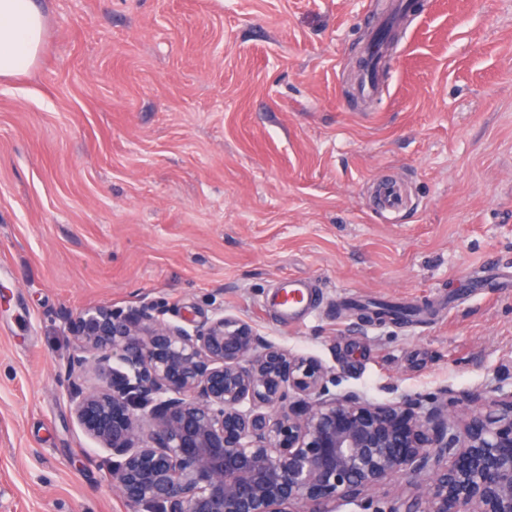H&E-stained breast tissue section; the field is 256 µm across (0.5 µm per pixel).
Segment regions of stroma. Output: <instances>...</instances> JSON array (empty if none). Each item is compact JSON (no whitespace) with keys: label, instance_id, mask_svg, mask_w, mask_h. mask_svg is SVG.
Instances as JSON below:
<instances>
[{"label":"stroma","instance_id":"stroma-1","mask_svg":"<svg viewBox=\"0 0 512 512\" xmlns=\"http://www.w3.org/2000/svg\"><path fill=\"white\" fill-rule=\"evenodd\" d=\"M40 3L0 78V512H128L57 378L91 306L221 308L376 401L512 382V289L461 294L512 269V0H424L368 104L390 0ZM384 47L378 46L374 44L373 49V67L369 70V72L364 77V82L362 85V92L365 95H371L375 93L379 87V80L385 77V74L389 72V60L387 61V66L384 67L386 73L382 71L383 64V54ZM389 64V65H388ZM379 199L378 206L388 212H400L406 207V196L402 186L395 181H379L374 185ZM311 298L306 281L288 278L283 281L280 291L274 297V304L288 323H300L307 317Z\"/></svg>","mask_w":512,"mask_h":512}]
</instances>
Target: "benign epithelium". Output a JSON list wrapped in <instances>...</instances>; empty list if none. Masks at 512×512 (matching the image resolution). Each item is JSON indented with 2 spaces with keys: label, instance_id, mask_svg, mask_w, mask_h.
<instances>
[{
  "label": "benign epithelium",
  "instance_id": "obj_1",
  "mask_svg": "<svg viewBox=\"0 0 512 512\" xmlns=\"http://www.w3.org/2000/svg\"><path fill=\"white\" fill-rule=\"evenodd\" d=\"M58 377L84 436L112 454L130 512H512V388L483 407L448 389L373 402L218 309L189 326L143 304L70 321ZM416 494L380 506L397 479Z\"/></svg>",
  "mask_w": 512,
  "mask_h": 512
}]
</instances>
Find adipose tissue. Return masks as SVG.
<instances>
[{
  "label": "adipose tissue",
  "mask_w": 512,
  "mask_h": 512,
  "mask_svg": "<svg viewBox=\"0 0 512 512\" xmlns=\"http://www.w3.org/2000/svg\"><path fill=\"white\" fill-rule=\"evenodd\" d=\"M45 32L38 0H0V77L28 71Z\"/></svg>",
  "instance_id": "adipose-tissue-1"
}]
</instances>
